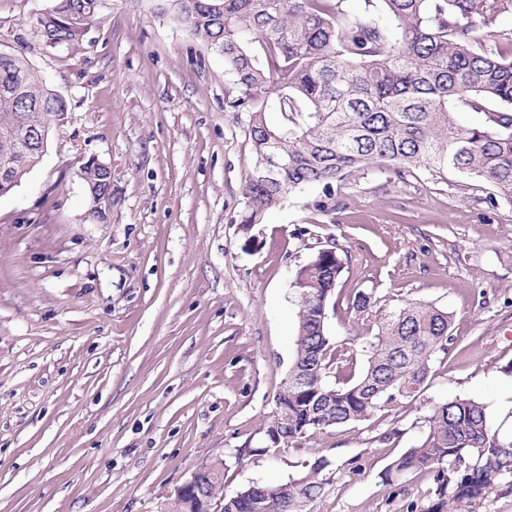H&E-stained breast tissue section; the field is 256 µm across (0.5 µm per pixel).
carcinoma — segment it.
<instances>
[{
  "label": "carcinoma",
  "mask_w": 512,
  "mask_h": 512,
  "mask_svg": "<svg viewBox=\"0 0 512 512\" xmlns=\"http://www.w3.org/2000/svg\"><path fill=\"white\" fill-rule=\"evenodd\" d=\"M100 0H52L39 20V40L69 46L99 20ZM159 9L224 57L235 76L226 104L251 113L255 164L246 181L243 224H257L292 191L332 184L370 165L398 171L424 166L484 181L512 200V0H379L388 28L344 9L346 0H158ZM53 90L30 67L26 49L0 55V182L17 186L42 154L20 139L49 132L55 115L40 105ZM482 112V125L457 121L459 110ZM279 112L271 128L265 113ZM286 161L269 179L271 153ZM87 196L105 171L83 166ZM344 269L337 252H317L290 283L296 306L295 353L264 426L279 448L310 431L347 426L378 412L399 415L427 387L433 363L448 355V312L408 303L382 314L357 351L333 344L327 304ZM332 376L335 383L326 378ZM422 435L384 471L432 475L429 512H458L500 490H512V440L499 438L476 397L432 405L419 418ZM330 461L302 463L298 475L224 492V467L203 463L202 494L177 497L171 512H307L324 491Z\"/></svg>",
  "instance_id": "carcinoma-1"
}]
</instances>
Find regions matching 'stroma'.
<instances>
[{
    "instance_id": "1",
    "label": "stroma",
    "mask_w": 512,
    "mask_h": 512,
    "mask_svg": "<svg viewBox=\"0 0 512 512\" xmlns=\"http://www.w3.org/2000/svg\"><path fill=\"white\" fill-rule=\"evenodd\" d=\"M51 4L0 0V49L27 45L68 104L39 165L0 197V512H170L203 461L223 458L233 491L321 455L310 512H427L429 473L391 486L383 473L431 404L478 397L512 439V202L450 171L374 165L242 230L250 115L225 104L223 58L156 0H104L81 42L46 48L35 25ZM92 157L112 169L102 221L78 176ZM332 246V341L372 335L348 306L369 290L385 309L448 311L452 342L400 417L269 452L263 426L295 351L289 284Z\"/></svg>"
}]
</instances>
